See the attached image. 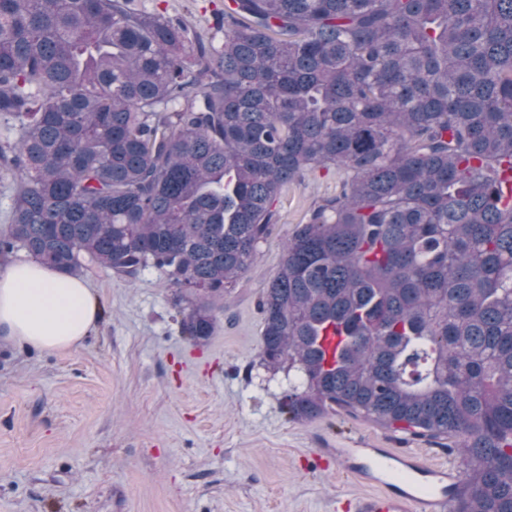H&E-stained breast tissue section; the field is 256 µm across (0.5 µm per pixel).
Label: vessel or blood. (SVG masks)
I'll return each mask as SVG.
<instances>
[{
  "label": "vessel or blood",
  "mask_w": 512,
  "mask_h": 512,
  "mask_svg": "<svg viewBox=\"0 0 512 512\" xmlns=\"http://www.w3.org/2000/svg\"><path fill=\"white\" fill-rule=\"evenodd\" d=\"M336 461L371 488L352 499L353 512H446L461 488L458 467L412 449L340 448Z\"/></svg>",
  "instance_id": "b4317fda"
}]
</instances>
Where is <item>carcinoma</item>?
Returning <instances> with one entry per match:
<instances>
[{
	"label": "carcinoma",
	"mask_w": 512,
	"mask_h": 512,
	"mask_svg": "<svg viewBox=\"0 0 512 512\" xmlns=\"http://www.w3.org/2000/svg\"><path fill=\"white\" fill-rule=\"evenodd\" d=\"M0 118V255L154 267L197 341L281 189L344 169L262 292L260 364L301 373L293 420L455 438V512H512V0H228L219 47L131 0H0ZM15 191V177L11 172L0 167V229L7 228Z\"/></svg>",
	"instance_id": "cac0c4a2"
}]
</instances>
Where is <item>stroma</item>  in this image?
Here are the masks:
<instances>
[{
  "instance_id": "35a3bbf8",
  "label": "stroma",
  "mask_w": 512,
  "mask_h": 512,
  "mask_svg": "<svg viewBox=\"0 0 512 512\" xmlns=\"http://www.w3.org/2000/svg\"><path fill=\"white\" fill-rule=\"evenodd\" d=\"M134 3L224 41V0ZM344 177L320 168L281 192L278 224L206 340L184 334L160 270L130 279L91 261L82 279L101 315L78 347L0 339V512H351L364 487L334 449L362 442L459 463L452 438L411 439L343 414L290 420L281 400L299 372L259 363L258 300L297 225Z\"/></svg>"
}]
</instances>
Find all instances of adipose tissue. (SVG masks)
I'll use <instances>...</instances> for the list:
<instances>
[{"label": "adipose tissue", "mask_w": 512, "mask_h": 512, "mask_svg": "<svg viewBox=\"0 0 512 512\" xmlns=\"http://www.w3.org/2000/svg\"><path fill=\"white\" fill-rule=\"evenodd\" d=\"M98 304L84 281L38 260L0 273V335L40 349L78 346L96 325Z\"/></svg>", "instance_id": "adipose-tissue-1"}]
</instances>
